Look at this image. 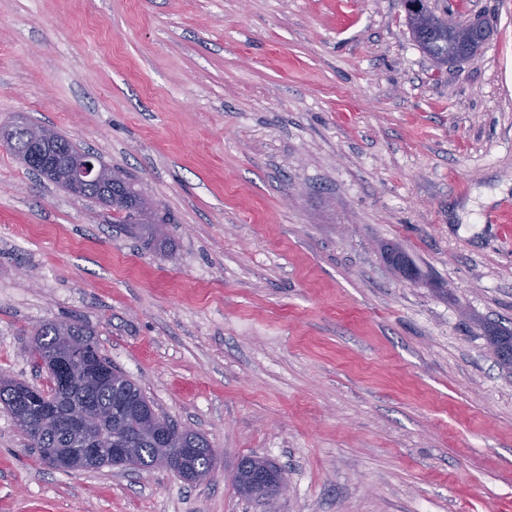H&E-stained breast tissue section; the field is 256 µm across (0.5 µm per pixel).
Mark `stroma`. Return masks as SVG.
<instances>
[{
  "label": "stroma",
  "instance_id": "35a3bbf8",
  "mask_svg": "<svg viewBox=\"0 0 512 512\" xmlns=\"http://www.w3.org/2000/svg\"><path fill=\"white\" fill-rule=\"evenodd\" d=\"M435 67L401 0H0V125L53 127L167 216L110 207L0 145V376L43 384L75 319L210 479L62 472L0 407V512H512V0ZM405 252L416 281L385 251ZM241 461L243 465L235 474V480L241 492L257 498H270L279 492L282 478L277 470L266 462L252 457H244ZM260 471L266 472L267 476L263 480L259 478ZM280 488V492L283 491L285 483L281 482Z\"/></svg>",
  "mask_w": 512,
  "mask_h": 512
}]
</instances>
